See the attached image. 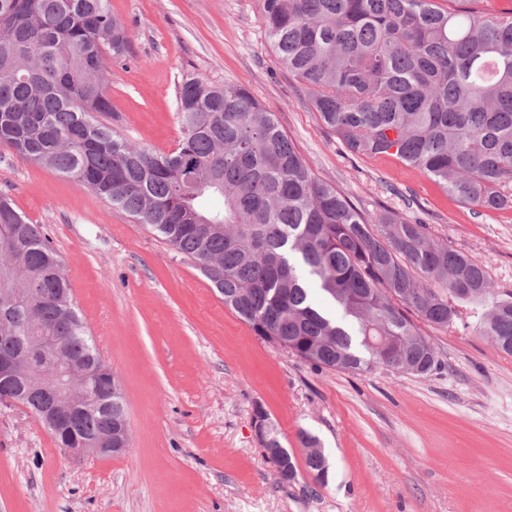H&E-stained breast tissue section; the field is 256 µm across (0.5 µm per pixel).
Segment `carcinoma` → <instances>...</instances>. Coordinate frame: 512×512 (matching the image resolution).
Returning a JSON list of instances; mask_svg holds the SVG:
<instances>
[{"mask_svg":"<svg viewBox=\"0 0 512 512\" xmlns=\"http://www.w3.org/2000/svg\"><path fill=\"white\" fill-rule=\"evenodd\" d=\"M266 35L310 106L354 156H393L477 211L512 209V10L441 0H263ZM129 32L109 0H0V146L88 189L191 259L266 342L318 368L440 365L409 314L473 331L512 355V292L428 225L369 216L317 177L275 115L244 87L182 79L183 135L154 154L112 132L104 54ZM222 205H213V200ZM41 303L0 313V337L46 330L70 359L98 354L63 263L39 225L0 196V289ZM98 406L58 416L75 446L127 419L100 370ZM305 465L324 455L304 434Z\"/></svg>","mask_w":512,"mask_h":512,"instance_id":"obj_1","label":"carcinoma"}]
</instances>
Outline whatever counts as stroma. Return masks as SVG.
<instances>
[{
	"instance_id": "stroma-1",
	"label": "stroma",
	"mask_w": 512,
	"mask_h": 512,
	"mask_svg": "<svg viewBox=\"0 0 512 512\" xmlns=\"http://www.w3.org/2000/svg\"><path fill=\"white\" fill-rule=\"evenodd\" d=\"M131 37L108 60L105 123L159 153L182 136L183 76L247 88L312 172L364 212L392 210L512 291V211L472 212L394 158L355 157L283 68L262 0H110ZM40 225L116 376L129 443L67 457L24 406L0 404V512H512V355L463 322L421 326L440 368L317 370L257 336L212 282L145 225L0 146V195ZM292 453L285 482L253 423ZM315 437L325 483L305 466Z\"/></svg>"
}]
</instances>
